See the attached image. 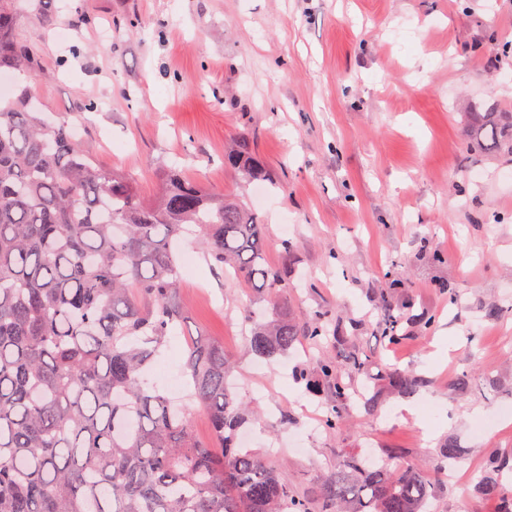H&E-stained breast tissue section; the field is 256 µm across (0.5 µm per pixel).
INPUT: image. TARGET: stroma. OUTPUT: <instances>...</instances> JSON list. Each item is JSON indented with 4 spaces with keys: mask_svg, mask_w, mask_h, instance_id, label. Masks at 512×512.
I'll list each match as a JSON object with an SVG mask.
<instances>
[{
    "mask_svg": "<svg viewBox=\"0 0 512 512\" xmlns=\"http://www.w3.org/2000/svg\"><path fill=\"white\" fill-rule=\"evenodd\" d=\"M16 36L41 61L13 73L47 119L79 126L99 163L154 199L170 167L232 195L267 226L269 296L295 321L328 313L341 343L260 361L244 311L254 294L200 250L180 281L187 318L153 372L182 369L186 336L222 346L254 410L253 451L289 444L271 466L317 498L346 457L424 468L434 512H496L478 492L492 457L512 453V158L480 149L474 112H512V0H17ZM244 142L270 196L226 166ZM290 251H282L281 240ZM455 298H448V290ZM500 316H488L490 307ZM402 311L403 339L382 337ZM431 328H424V321ZM342 361L356 397L324 428L331 398L296 377ZM419 380L371 390L350 357ZM469 385H456L459 377ZM465 448L456 476L448 443Z\"/></svg>",
    "mask_w": 512,
    "mask_h": 512,
    "instance_id": "1",
    "label": "stroma"
}]
</instances>
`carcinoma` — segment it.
<instances>
[{
	"mask_svg": "<svg viewBox=\"0 0 512 512\" xmlns=\"http://www.w3.org/2000/svg\"><path fill=\"white\" fill-rule=\"evenodd\" d=\"M16 15L0 0V70L30 69L32 50L14 36ZM27 89L0 107V512H426L430 484L414 467L347 461L351 477L328 478L320 504L293 494L249 448L237 446L245 406L233 390L235 366L204 336L188 339L191 404L172 410L149 366L186 317L178 299L175 239L198 229L205 254L258 293L282 286L265 262L266 225L234 198L217 200L174 167L159 200L134 180L99 166L92 147L49 122ZM473 140L512 157V112H475ZM244 146L224 164L251 180ZM251 352L285 355L296 344L331 341L327 313L298 325L257 300L246 310ZM389 318L384 339H403ZM342 364L325 357L314 390L332 388L324 424L343 422L352 400ZM380 377L405 397L416 377L391 367ZM206 413L218 447L193 435ZM482 485L512 512V454L490 462Z\"/></svg>",
	"mask_w": 512,
	"mask_h": 512,
	"instance_id": "cac0c4a2",
	"label": "carcinoma"
}]
</instances>
